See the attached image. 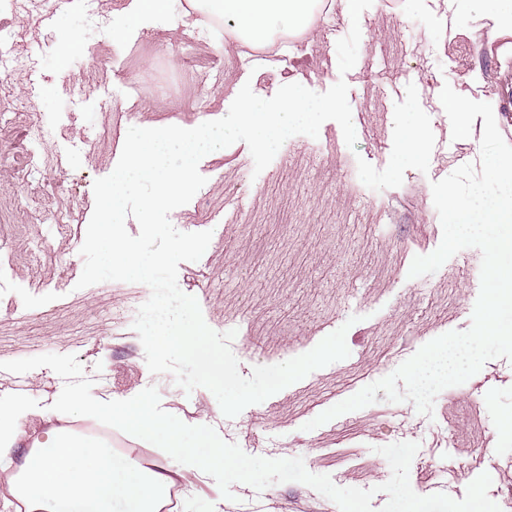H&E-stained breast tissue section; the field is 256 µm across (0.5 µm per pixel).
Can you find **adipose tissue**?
I'll list each match as a JSON object with an SVG mask.
<instances>
[{"label":"adipose tissue","mask_w":512,"mask_h":512,"mask_svg":"<svg viewBox=\"0 0 512 512\" xmlns=\"http://www.w3.org/2000/svg\"><path fill=\"white\" fill-rule=\"evenodd\" d=\"M184 17L191 28L207 33L214 18L229 26L240 43L254 46L280 33L309 29L315 0H187ZM28 398L0 404V482L22 501L26 512H161L176 482L194 481L221 469L244 477L242 462L227 458L224 441L210 424L198 419L186 423L178 409L156 410L148 401L120 397L97 406L95 413L142 444L159 449L162 460L144 466L97 450L91 437L54 426V408L39 410L48 427L44 440L30 441L22 416ZM30 449L23 461L15 451ZM177 467H170V459Z\"/></svg>","instance_id":"adipose-tissue-1"}]
</instances>
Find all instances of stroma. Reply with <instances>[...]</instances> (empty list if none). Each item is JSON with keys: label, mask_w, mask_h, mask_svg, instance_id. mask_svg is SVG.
Here are the masks:
<instances>
[{"label": "stroma", "mask_w": 512, "mask_h": 512, "mask_svg": "<svg viewBox=\"0 0 512 512\" xmlns=\"http://www.w3.org/2000/svg\"><path fill=\"white\" fill-rule=\"evenodd\" d=\"M185 0L166 19L127 26L131 0H10L0 12V42L32 62L0 75V111L20 112L52 131L47 143L23 129L0 130V261L12 276L0 290V398L26 394L31 407H65L83 389L87 407L137 392L156 409L177 406L186 419L206 417L226 455L252 467L248 484L214 472L178 502V512H207L211 484L224 486V512H512V436L498 420L512 413V361L495 358L464 384L441 391L433 416L410 402L376 403L314 430L304 425L365 386L391 374L424 344L465 331L479 296L482 254L467 248L435 273L417 278L415 257L442 239L431 184L461 162L478 163L479 142L448 135L443 86L491 104L512 118V63L501 66L506 41L484 22L475 37L460 34L469 0H373L362 12L355 66L340 73L336 43L349 14L317 13L311 34L290 55L266 48L248 65L251 47L228 40L217 49L179 25ZM84 47L63 53L69 33ZM348 85L357 143L348 147L329 120L318 137L296 135L270 165L254 173L245 143L199 163L206 184L171 212L182 232L221 225L220 242L195 262L180 263L178 285L194 296L208 326L236 330L231 349L242 376L306 353L346 328L347 358L226 417L213 393L185 391L168 374H151L132 322L113 335L110 315L149 289L108 281L77 288L80 249L92 216L93 183L115 168L130 126L160 119L194 122L230 104L235 86L250 83L262 98L290 82L322 93ZM414 84L431 120L429 169L407 170L400 187L374 191L357 161L384 169L393 144L394 106ZM165 106L145 109L144 98ZM136 107L132 124L116 113ZM40 171L25 182L30 155ZM242 203L237 222L222 223L224 198ZM71 222L56 236L58 216ZM357 323H350V316Z\"/></svg>", "instance_id": "stroma-1"}]
</instances>
